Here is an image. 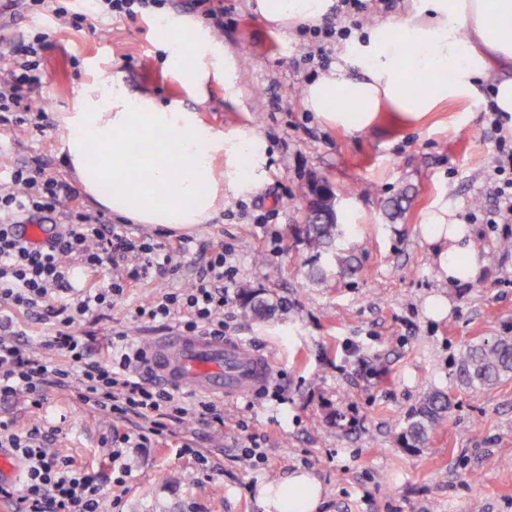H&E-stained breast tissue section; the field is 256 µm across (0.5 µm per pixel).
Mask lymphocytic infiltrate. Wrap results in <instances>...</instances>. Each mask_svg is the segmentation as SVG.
I'll return each instance as SVG.
<instances>
[{
    "label": "lymphocytic infiltrate",
    "mask_w": 512,
    "mask_h": 512,
    "mask_svg": "<svg viewBox=\"0 0 512 512\" xmlns=\"http://www.w3.org/2000/svg\"><path fill=\"white\" fill-rule=\"evenodd\" d=\"M27 2L37 13L54 15L76 29L92 14L133 19L164 6L163 0H85V9L75 11L61 0ZM49 47L44 35L10 47L16 65L0 78L1 125L27 123L28 113L20 104L42 84L40 56ZM77 198L71 184L48 176L40 166L11 168L0 188V324L11 323L18 313L30 317L48 313L54 319V332L44 346L66 357L60 364L13 337L0 336V396L21 394L39 408L47 388L70 389L80 402L115 422L140 420L137 432L116 435L117 446L107 453L111 463L122 457L124 449L165 439L172 424L194 420L223 425L224 415L214 402H190L177 389L134 379L131 371L144 363L145 351L129 343L124 333H115L96 355L77 336L79 317L110 307L128 283L146 278L150 271L165 270L172 253L142 244L137 247L140 262L117 271L113 278H100V268L112 263L117 251L134 247L115 225L77 208ZM46 214L57 215L59 224L43 243H33L25 227L40 223ZM225 262L224 254H216L189 288L163 293L138 308V315L156 320L179 311L185 315L183 330L223 335L224 307L229 302ZM75 266L88 277V288L79 291L76 304H54L57 290L68 282ZM46 439L40 428L22 434L11 422L0 420V448L8 449L22 465L18 483L0 484V500L10 502L14 512H104L100 472L74 468L68 458L45 448Z\"/></svg>",
    "instance_id": "f902f5d3"
}]
</instances>
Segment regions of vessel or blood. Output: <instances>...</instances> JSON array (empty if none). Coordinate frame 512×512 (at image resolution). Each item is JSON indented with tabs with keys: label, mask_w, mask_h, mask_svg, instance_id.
Returning a JSON list of instances; mask_svg holds the SVG:
<instances>
[{
	"label": "vessel or blood",
	"mask_w": 512,
	"mask_h": 512,
	"mask_svg": "<svg viewBox=\"0 0 512 512\" xmlns=\"http://www.w3.org/2000/svg\"><path fill=\"white\" fill-rule=\"evenodd\" d=\"M146 366L161 382L213 398L249 396L268 381L270 359L234 337L176 332L149 343Z\"/></svg>",
	"instance_id": "obj_1"
}]
</instances>
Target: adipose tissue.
I'll use <instances>...</instances> for the list:
<instances>
[{
  "label": "adipose tissue",
  "mask_w": 512,
  "mask_h": 512,
  "mask_svg": "<svg viewBox=\"0 0 512 512\" xmlns=\"http://www.w3.org/2000/svg\"><path fill=\"white\" fill-rule=\"evenodd\" d=\"M335 0H256L268 23L293 27L323 21ZM165 63L185 87L204 94L223 81L234 90L237 62L200 23L164 16ZM433 78L425 95L409 93L415 77ZM491 83L499 111L512 115V0H414L398 22L372 26L337 50L335 65L303 89L305 106L326 124L360 132L374 125L382 107L410 123L421 121L450 99H478ZM65 163L85 194L112 214L137 224L187 229L204 223L225 199L263 188L269 146L254 128L218 131L197 112L131 93L121 75L101 76L84 91L77 111L63 116ZM97 163H90V150ZM436 243L440 279L455 284L477 278L486 264L470 228L454 222L447 202L422 220ZM266 512H317L320 482L295 471L264 485Z\"/></svg>",
  "instance_id": "ef3b65f1"
}]
</instances>
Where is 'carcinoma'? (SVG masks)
I'll return each instance as SVG.
<instances>
[{"label":"carcinoma","mask_w":512,"mask_h":512,"mask_svg":"<svg viewBox=\"0 0 512 512\" xmlns=\"http://www.w3.org/2000/svg\"><path fill=\"white\" fill-rule=\"evenodd\" d=\"M306 231L312 243L327 244L336 236L337 224L322 216L313 222L308 215ZM455 375L459 386L467 390L500 383L503 377L512 375V339L483 338L466 344L459 355ZM454 407L449 395L438 391L428 394L409 415L399 441L407 448L425 447L431 431L448 420Z\"/></svg>","instance_id":"carcinoma-1"}]
</instances>
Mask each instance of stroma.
Here are the masks:
<instances>
[{"label":"stroma","mask_w":512,"mask_h":512,"mask_svg":"<svg viewBox=\"0 0 512 512\" xmlns=\"http://www.w3.org/2000/svg\"><path fill=\"white\" fill-rule=\"evenodd\" d=\"M193 0H168L165 10L210 28L238 60V92L211 83L205 100L170 74L156 37L158 12L135 19L95 16L75 31L18 6L0 43L50 35L46 77L32 100L47 102L43 131L32 124L0 128L9 151L0 169L42 163L47 174L71 181L61 153V117L73 111L100 73H123L132 91L177 98L221 130L249 126L270 145L268 182L257 193L226 199L206 223L183 233L111 216L138 242L164 245L185 238L189 253L172 256L165 277L128 284L98 319L77 322L90 350L125 332L145 346L177 319L139 320L136 310L163 292L183 288L221 249L237 288L224 308V333L242 339L273 362L265 393L224 403V425L186 423L151 448L126 450L123 484H103L119 512H265L260 486L298 469L320 481V512H512V378L490 389L464 390L454 371L467 343L512 338L511 224H491L498 206L493 170L497 143L512 145V129L492 128L490 100L440 104L418 124L381 112L377 123L348 133L323 123L303 100L305 84L328 70L337 53L302 28L262 21L254 0H210L223 10L217 30ZM336 188L342 233L333 251L310 245L302 192L316 179ZM410 202L393 210L400 193ZM447 200L454 219L470 225L486 259L481 276L463 285L439 280L435 246L422 231L424 214ZM352 257L357 274L339 273L335 254ZM277 309L256 318L245 293ZM440 294L446 316L433 318L425 301ZM440 389L457 405L425 447L398 440L424 394ZM27 431L51 429V452L80 469L97 468L112 427L103 413L69 390L47 389L42 408L23 396L0 401V419ZM256 443L266 461L252 468L241 450ZM192 454H181L182 445ZM205 463H198V456Z\"/></svg>","instance_id":"35a3bbf8"}]
</instances>
